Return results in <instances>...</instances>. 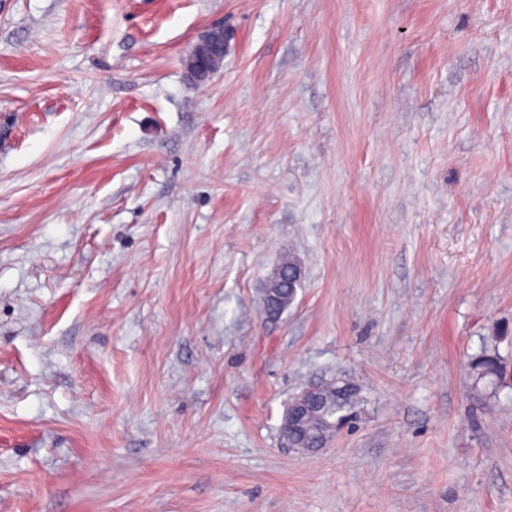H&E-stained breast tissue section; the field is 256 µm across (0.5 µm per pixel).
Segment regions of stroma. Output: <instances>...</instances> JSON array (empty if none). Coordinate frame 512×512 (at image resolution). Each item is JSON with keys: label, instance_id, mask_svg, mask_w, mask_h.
Masks as SVG:
<instances>
[{"label": "stroma", "instance_id": "35a3bbf8", "mask_svg": "<svg viewBox=\"0 0 512 512\" xmlns=\"http://www.w3.org/2000/svg\"><path fill=\"white\" fill-rule=\"evenodd\" d=\"M484 349L512 368V0H0V512H512ZM337 372L353 427L288 447ZM227 39L228 33L224 26H215L195 44L186 59V68L195 82L204 81L216 71L215 66L224 60ZM216 44L221 47V54L217 53ZM471 369L477 383L482 382L486 386H495L503 379L506 373V364L496 353L484 351L473 359ZM317 393L314 392V388H310L303 395L294 398L288 403L285 414L287 418V426L297 430L299 427L303 414L308 410V407L314 401Z\"/></svg>", "mask_w": 512, "mask_h": 512}]
</instances>
